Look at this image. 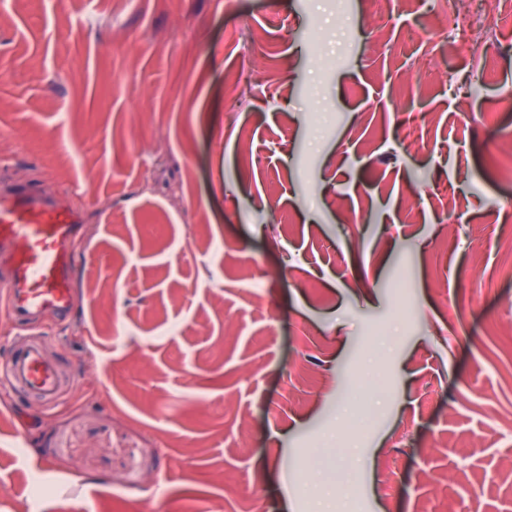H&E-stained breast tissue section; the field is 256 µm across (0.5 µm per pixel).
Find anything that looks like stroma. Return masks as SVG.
Listing matches in <instances>:
<instances>
[{
	"instance_id": "stroma-1",
	"label": "stroma",
	"mask_w": 512,
	"mask_h": 512,
	"mask_svg": "<svg viewBox=\"0 0 512 512\" xmlns=\"http://www.w3.org/2000/svg\"><path fill=\"white\" fill-rule=\"evenodd\" d=\"M443 8L0 0V192L86 227L0 512H512V0Z\"/></svg>"
}]
</instances>
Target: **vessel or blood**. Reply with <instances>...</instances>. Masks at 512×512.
I'll return each mask as SVG.
<instances>
[{"label": "vessel or blood", "mask_w": 512, "mask_h": 512, "mask_svg": "<svg viewBox=\"0 0 512 512\" xmlns=\"http://www.w3.org/2000/svg\"><path fill=\"white\" fill-rule=\"evenodd\" d=\"M77 233V213L41 191L0 194V311L18 337L0 360V390L48 409L59 403L68 380L46 353L41 316L49 311L65 321L74 310Z\"/></svg>", "instance_id": "vessel-or-blood-1"}]
</instances>
